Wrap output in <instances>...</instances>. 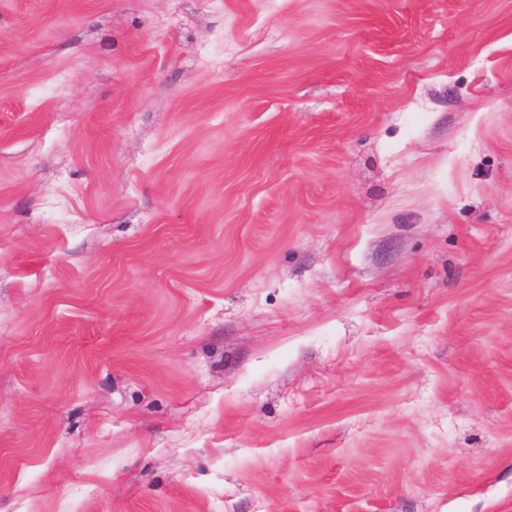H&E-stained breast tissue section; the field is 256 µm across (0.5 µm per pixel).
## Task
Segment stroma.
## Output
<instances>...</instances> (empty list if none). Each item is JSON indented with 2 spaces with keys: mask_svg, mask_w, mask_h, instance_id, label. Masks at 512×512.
Returning a JSON list of instances; mask_svg holds the SVG:
<instances>
[{
  "mask_svg": "<svg viewBox=\"0 0 512 512\" xmlns=\"http://www.w3.org/2000/svg\"><path fill=\"white\" fill-rule=\"evenodd\" d=\"M0 512H512V0H0Z\"/></svg>",
  "mask_w": 512,
  "mask_h": 512,
  "instance_id": "stroma-1",
  "label": "stroma"
}]
</instances>
